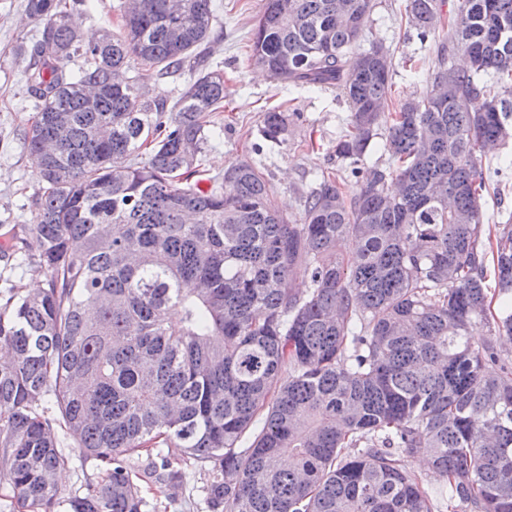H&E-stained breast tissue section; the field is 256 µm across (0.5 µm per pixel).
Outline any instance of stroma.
Segmentation results:
<instances>
[{"instance_id": "1", "label": "stroma", "mask_w": 512, "mask_h": 512, "mask_svg": "<svg viewBox=\"0 0 512 512\" xmlns=\"http://www.w3.org/2000/svg\"><path fill=\"white\" fill-rule=\"evenodd\" d=\"M215 18L210 38V62L222 69L227 86L220 128L209 135L200 155L203 177L223 174L227 163L248 161L260 168L271 183L274 200L293 219H301L298 195L317 187L327 172L354 182L348 164L334 156L338 136L346 128L350 110L336 89L312 92L287 89L256 68L250 60V33L262 0H213ZM405 0H373V8L360 42L369 49L379 42L388 49L393 64L390 106L420 97L438 70L437 44L447 42V26H439L431 42L420 44L407 34ZM25 0H0V225L30 224L42 192L39 170L23 147V136L36 114L24 84L26 57L17 55L20 38L31 36L23 26ZM278 106L294 116L286 141L256 151L264 110ZM60 446L70 460L63 470V492L77 490L84 478L99 475L102 464L82 460L77 440L62 436ZM185 479L177 485L153 484L147 497L164 505L166 512H208L200 492L205 471L186 466Z\"/></svg>"}]
</instances>
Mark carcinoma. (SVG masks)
Wrapping results in <instances>:
<instances>
[{
	"label": "carcinoma",
	"instance_id": "carcinoma-1",
	"mask_svg": "<svg viewBox=\"0 0 512 512\" xmlns=\"http://www.w3.org/2000/svg\"><path fill=\"white\" fill-rule=\"evenodd\" d=\"M77 6L94 0H26L35 39L17 45L37 101L24 144L45 182L31 232L47 287L0 290L12 512L156 510L143 484L182 481L173 459L207 472L210 512H512V357L499 346L512 338V216L492 237L484 224L512 158L483 165L512 135V0H455L443 69L393 112L390 54L356 51L371 0H264L254 64L290 87H334L350 108L336 158L354 194L322 178L299 223L250 163L200 187L204 129L224 107L212 0H137L91 44ZM440 6L407 0L420 42ZM450 51L470 68L445 67ZM187 61L172 106L143 97L136 65L166 77ZM289 120L264 112L260 136L282 143ZM382 129L387 168L367 164ZM476 321L486 335H470ZM60 431L106 466L67 496L52 480L69 462ZM421 454L436 494L410 467Z\"/></svg>",
	"mask_w": 512,
	"mask_h": 512
}]
</instances>
